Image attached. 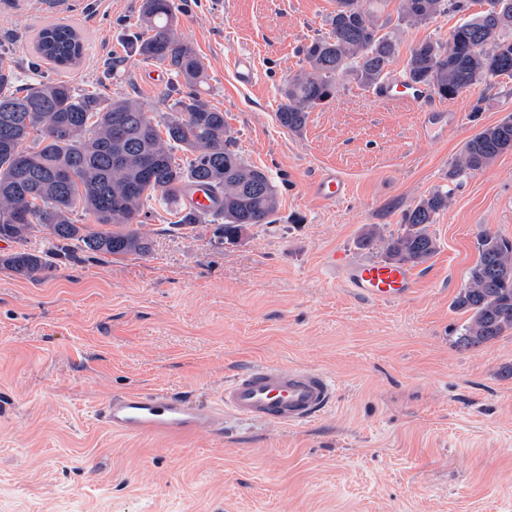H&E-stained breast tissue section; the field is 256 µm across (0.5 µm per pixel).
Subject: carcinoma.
<instances>
[{
	"label": "carcinoma",
	"mask_w": 512,
	"mask_h": 512,
	"mask_svg": "<svg viewBox=\"0 0 512 512\" xmlns=\"http://www.w3.org/2000/svg\"><path fill=\"white\" fill-rule=\"evenodd\" d=\"M365 0H336L329 30L302 48L305 68L280 89V125L301 131L310 112L336 98L347 80L369 89L382 85L399 52L397 39L381 33ZM471 0H400L409 25L437 15L465 13ZM485 8L448 32L409 48L405 81L425 86L440 98H454L475 85L491 88L512 77V0H484ZM176 0H142L133 37L143 62L166 63L184 94L172 112L155 118L143 103L77 90L57 80L18 84L0 61V239L22 246L0 264L38 279L59 258L80 251L93 255L146 256L152 242L141 232L144 204L160 197L176 215L175 224H214L219 237L233 242L255 224H272L278 190L268 173L235 149L224 112L200 96L205 65L176 34ZM37 52L57 64L78 59L83 47L71 26L43 27ZM512 150V117L469 138L448 166V183L458 185ZM208 189L212 206H185L181 190ZM451 190L439 187L402 216L405 230L384 236L368 227L362 246L379 250L389 263L417 266L436 250L429 225L448 209ZM91 214L99 229L77 224L76 208ZM49 235V248H25L35 226ZM455 307L470 313L458 342L479 347L512 330V242L487 234L469 270Z\"/></svg>",
	"instance_id": "1"
}]
</instances>
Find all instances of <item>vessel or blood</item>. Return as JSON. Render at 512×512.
<instances>
[{
  "instance_id": "b4317fda",
  "label": "vessel or blood",
  "mask_w": 512,
  "mask_h": 512,
  "mask_svg": "<svg viewBox=\"0 0 512 512\" xmlns=\"http://www.w3.org/2000/svg\"><path fill=\"white\" fill-rule=\"evenodd\" d=\"M314 195L327 203L344 200L347 180L333 168L323 169L311 184ZM342 282L355 295L375 301H403L419 278L406 264H353L331 255ZM335 398V383L319 370L305 366L253 364L237 370L224 383L223 403L201 405L162 390L130 391L100 404L98 419L113 431L136 437L186 438L200 432L224 435V415L261 420L283 427H304L327 413Z\"/></svg>"
}]
</instances>
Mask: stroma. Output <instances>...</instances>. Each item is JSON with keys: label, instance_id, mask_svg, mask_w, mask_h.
<instances>
[{"label": "stroma", "instance_id": "35a3bbf8", "mask_svg": "<svg viewBox=\"0 0 512 512\" xmlns=\"http://www.w3.org/2000/svg\"><path fill=\"white\" fill-rule=\"evenodd\" d=\"M178 4V36L205 65L201 95L275 182V221L228 243L210 224L174 228L156 204L149 255L60 258L37 280L0 266V512H512V331L462 347L467 315L453 306L480 238L512 241V151L455 188L429 227L437 249L418 265L411 299H362L324 270L334 252L378 260L360 244L366 225L401 234L403 211L447 185L464 142L512 116V79L429 95L419 109L351 81L292 133L276 117L279 89L304 67L301 48L327 31L336 0ZM398 5L375 15L400 42L394 80L412 45L460 20L410 26ZM140 6L0 0V59L25 82L66 80L170 112L169 66L132 49ZM53 22L85 36L77 66L33 53L36 30ZM240 52L255 59L253 85L236 79ZM425 111L460 118L426 132ZM326 167L348 180L345 200L312 194ZM259 362L328 373L333 409L304 428L231 417L220 440L129 437L94 416L95 404L133 390L217 403L225 378Z\"/></svg>", "mask_w": 512, "mask_h": 512}]
</instances>
